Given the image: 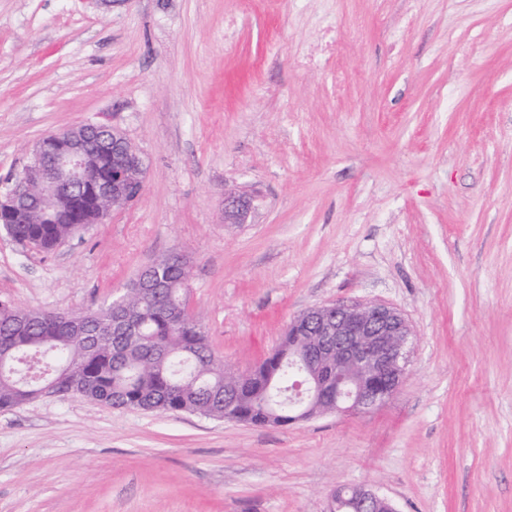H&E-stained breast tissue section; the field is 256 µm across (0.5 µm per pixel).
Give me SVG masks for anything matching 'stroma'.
<instances>
[{"instance_id": "stroma-1", "label": "stroma", "mask_w": 512, "mask_h": 512, "mask_svg": "<svg viewBox=\"0 0 512 512\" xmlns=\"http://www.w3.org/2000/svg\"><path fill=\"white\" fill-rule=\"evenodd\" d=\"M101 119L143 195L48 253L0 229V301L94 309L178 252L240 372L336 302L397 308L413 353L377 410L290 425L0 412V512H328L358 486L512 512V0H0V185ZM249 211V201L233 193L224 195V221L228 224H243Z\"/></svg>"}]
</instances>
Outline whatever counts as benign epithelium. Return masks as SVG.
<instances>
[{"mask_svg": "<svg viewBox=\"0 0 512 512\" xmlns=\"http://www.w3.org/2000/svg\"><path fill=\"white\" fill-rule=\"evenodd\" d=\"M112 150L109 173L99 174L92 154ZM59 185L89 188L107 211L125 208L144 191V162L127 135L104 121L42 137L30 164L0 192V224L22 214L19 199L30 195L33 176ZM249 201L224 195V223L242 224ZM297 350L288 355V373L300 377L289 397L290 422L328 411L366 413L381 407L399 389L412 354V328L396 308L382 303H336L311 308L288 325ZM330 512H398L394 503L370 488L334 492Z\"/></svg>", "mask_w": 512, "mask_h": 512, "instance_id": "benign-epithelium-1", "label": "benign epithelium"}]
</instances>
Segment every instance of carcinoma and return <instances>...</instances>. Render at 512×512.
I'll return each instance as SVG.
<instances>
[{"mask_svg": "<svg viewBox=\"0 0 512 512\" xmlns=\"http://www.w3.org/2000/svg\"><path fill=\"white\" fill-rule=\"evenodd\" d=\"M35 199L48 207L27 208V223L11 224L20 242L50 252L77 234L84 224L69 223L70 200L53 184L39 180ZM166 281L160 290L132 288L120 305L96 311L55 312L0 304V411L41 397L50 388L56 397L78 393L98 403L147 412H188L237 420L256 426L288 423V369L271 364L288 356L292 337L284 336L270 357L233 387L224 360L207 343L199 315L190 309L189 262L180 254L157 259ZM89 320L98 336H80L47 318Z\"/></svg>", "mask_w": 512, "mask_h": 512, "instance_id": "carcinoma-1", "label": "carcinoma"}]
</instances>
